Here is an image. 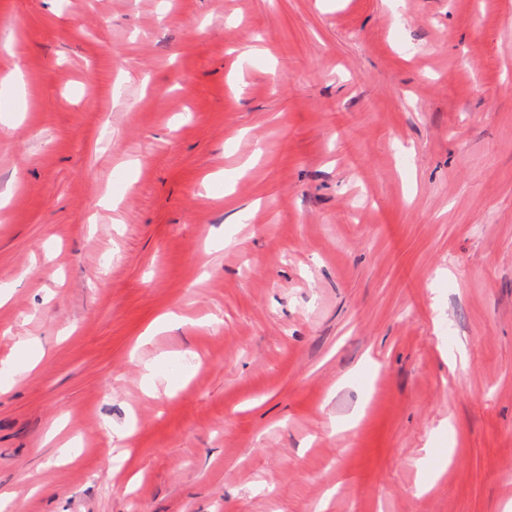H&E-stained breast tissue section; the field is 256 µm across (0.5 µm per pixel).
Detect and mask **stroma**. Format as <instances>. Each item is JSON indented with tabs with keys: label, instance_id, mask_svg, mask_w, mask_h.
I'll use <instances>...</instances> for the list:
<instances>
[{
	"label": "stroma",
	"instance_id": "obj_1",
	"mask_svg": "<svg viewBox=\"0 0 512 512\" xmlns=\"http://www.w3.org/2000/svg\"><path fill=\"white\" fill-rule=\"evenodd\" d=\"M0 294L5 512H503L512 0H0Z\"/></svg>",
	"mask_w": 512,
	"mask_h": 512
}]
</instances>
